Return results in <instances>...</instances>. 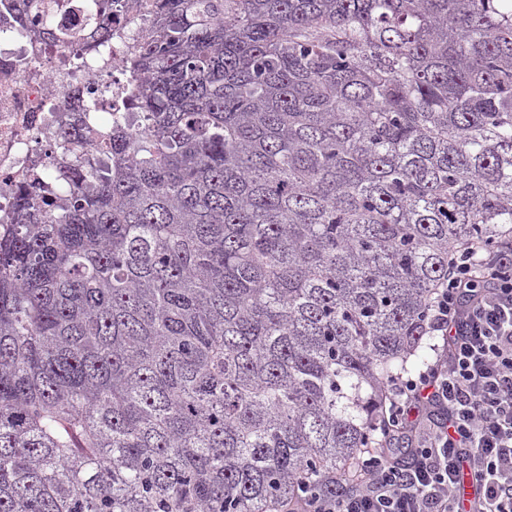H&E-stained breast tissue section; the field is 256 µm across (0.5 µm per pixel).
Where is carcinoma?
I'll return each instance as SVG.
<instances>
[{
  "label": "carcinoma",
  "instance_id": "cac0c4a2",
  "mask_svg": "<svg viewBox=\"0 0 512 512\" xmlns=\"http://www.w3.org/2000/svg\"><path fill=\"white\" fill-rule=\"evenodd\" d=\"M131 66L147 129L0 241V512H278L512 235V0H153Z\"/></svg>",
  "mask_w": 512,
  "mask_h": 512
}]
</instances>
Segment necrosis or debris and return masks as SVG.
<instances>
[{
  "instance_id": "necrosis-or-debris-1",
  "label": "necrosis or debris",
  "mask_w": 512,
  "mask_h": 512,
  "mask_svg": "<svg viewBox=\"0 0 512 512\" xmlns=\"http://www.w3.org/2000/svg\"><path fill=\"white\" fill-rule=\"evenodd\" d=\"M9 0H0V216L15 185L54 173L77 155L99 151L94 140L57 135V115L94 105L99 127L142 129L124 107L139 83L126 57L146 39L149 0H130L112 23V41L91 49L69 42L46 48L18 35Z\"/></svg>"
}]
</instances>
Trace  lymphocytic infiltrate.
Segmentation results:
<instances>
[{
	"label": "lymphocytic infiltrate",
	"instance_id": "f902f5d3",
	"mask_svg": "<svg viewBox=\"0 0 512 512\" xmlns=\"http://www.w3.org/2000/svg\"><path fill=\"white\" fill-rule=\"evenodd\" d=\"M428 330L450 340L449 354L391 384L398 425L426 415L408 462L368 455L361 482L308 490L304 512H461L466 471L471 512H512V247H453Z\"/></svg>",
	"mask_w": 512,
	"mask_h": 512
}]
</instances>
